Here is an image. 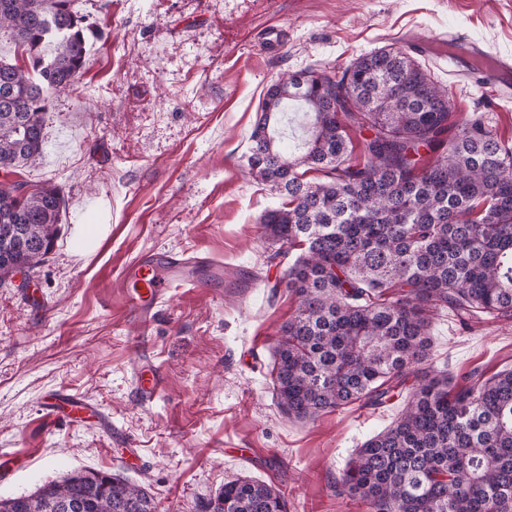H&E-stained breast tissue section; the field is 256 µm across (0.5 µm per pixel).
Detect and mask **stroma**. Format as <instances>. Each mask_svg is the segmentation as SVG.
I'll return each mask as SVG.
<instances>
[{"mask_svg": "<svg viewBox=\"0 0 512 512\" xmlns=\"http://www.w3.org/2000/svg\"><path fill=\"white\" fill-rule=\"evenodd\" d=\"M80 3L89 63L51 96L43 154L18 173L33 189L56 184L65 209L28 281L0 285V461L14 463L0 498L95 469L145 487L157 512H202L240 476L281 490L288 512H366L331 485L398 409L354 404L298 421L278 408L274 347L295 302L268 287L285 265L271 260L259 217L285 198L249 174V136L281 76L400 47L447 87L454 119L484 117L511 143L512 90L450 79L436 49L472 40L512 56V0ZM155 248L236 266L253 286L170 288L149 342L166 387L143 403L118 275ZM433 340L435 367H512V320L466 328L440 313ZM61 387L98 405L111 428L43 418L42 398Z\"/></svg>", "mask_w": 512, "mask_h": 512, "instance_id": "obj_1", "label": "stroma"}]
</instances>
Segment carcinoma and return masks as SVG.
Here are the masks:
<instances>
[{
	"label": "carcinoma",
	"instance_id": "carcinoma-1",
	"mask_svg": "<svg viewBox=\"0 0 512 512\" xmlns=\"http://www.w3.org/2000/svg\"><path fill=\"white\" fill-rule=\"evenodd\" d=\"M26 64L0 59V169L41 156L51 95L89 61L78 0H0ZM299 103L310 135L281 145L275 124ZM448 90L409 52L379 49L341 73L271 84L250 134L249 173L287 198L262 235L288 266L272 285L296 303L274 350L273 387L297 420L359 402L403 404L356 450L336 494L367 512H512V369L458 376L429 365L432 322L512 319V146L481 119L448 136ZM359 134L363 158L354 156ZM321 180H303L300 169ZM58 186L0 180V285L38 266L62 221ZM205 512H288L278 489L224 483ZM0 512H156L122 477L82 470Z\"/></svg>",
	"mask_w": 512,
	"mask_h": 512
}]
</instances>
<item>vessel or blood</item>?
<instances>
[{
    "instance_id": "vessel-or-blood-1",
    "label": "vessel or blood",
    "mask_w": 512,
    "mask_h": 512,
    "mask_svg": "<svg viewBox=\"0 0 512 512\" xmlns=\"http://www.w3.org/2000/svg\"><path fill=\"white\" fill-rule=\"evenodd\" d=\"M484 81L504 90L512 88V59L504 57L495 67L483 73ZM224 280V266L214 259L183 252L147 250L127 263L121 271L123 303L129 309L140 332H148L158 307L167 298L172 283L191 287L214 288ZM134 389L141 401L151 402L165 386L161 369L154 365L147 352H139L133 371ZM42 408L50 419L65 418L79 423L92 420L109 427L102 411L93 403L67 389L55 390L44 397Z\"/></svg>"
}]
</instances>
